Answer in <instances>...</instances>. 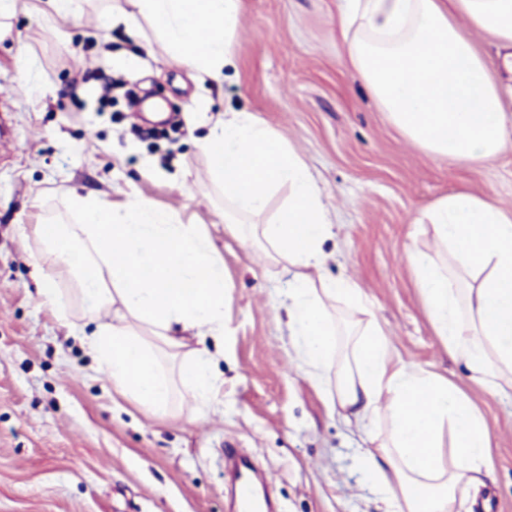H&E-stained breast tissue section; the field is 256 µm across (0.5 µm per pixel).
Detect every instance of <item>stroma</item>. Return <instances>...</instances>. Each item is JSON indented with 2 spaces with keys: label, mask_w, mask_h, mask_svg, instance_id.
Masks as SVG:
<instances>
[{
  "label": "stroma",
  "mask_w": 512,
  "mask_h": 512,
  "mask_svg": "<svg viewBox=\"0 0 512 512\" xmlns=\"http://www.w3.org/2000/svg\"><path fill=\"white\" fill-rule=\"evenodd\" d=\"M83 26L18 11L0 41V512H230L224 449L258 463L278 512H379L362 436L288 362L281 303L293 269L224 232V199L199 149L219 114L253 113L308 163L340 226L325 273L358 283L397 355L452 381L481 409L492 472L484 512H512V399L474 386L437 336L404 259L433 245L413 217L465 190L512 208V144L497 160L429 156L380 112L346 63L336 0H242L236 69L203 81L164 55L155 30L131 36L102 0H76ZM25 51L28 69L16 62ZM148 85L162 112L99 100L94 73ZM80 83L81 107L66 104ZM139 194L205 225L228 285L224 386L206 406L177 389L170 414L115 393L75 323L40 306L33 228L78 223L70 191Z\"/></svg>",
  "instance_id": "obj_1"
}]
</instances>
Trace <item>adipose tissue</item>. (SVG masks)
I'll return each mask as SVG.
<instances>
[{
    "mask_svg": "<svg viewBox=\"0 0 512 512\" xmlns=\"http://www.w3.org/2000/svg\"><path fill=\"white\" fill-rule=\"evenodd\" d=\"M347 60L389 121L436 158L488 161L512 140V108L487 59L458 25L497 38L512 73V0H337ZM241 0H113V20L149 23L177 64L212 80L235 68ZM224 194V224L272 264L294 267L288 290V360L330 390L346 423L375 438L382 407L391 431L362 462L382 512H455L491 466V436L470 398L447 379L396 358L361 288L322 277L323 244L335 235L331 206L297 150L250 112H228L200 144ZM288 200L258 223L275 192ZM77 224H38L34 276L41 304L69 319L58 286L68 280L95 328L82 342L114 390L145 411L171 410L175 386L209 404L224 385L206 339L222 340L224 257L203 225L131 196L116 205L71 194ZM417 223L431 225L435 252L409 245L435 331L470 380L512 395V208L457 192ZM345 302L353 317L340 315ZM199 345L187 349V337ZM187 350L177 368L162 350Z\"/></svg>",
    "mask_w": 512,
    "mask_h": 512,
    "instance_id": "1",
    "label": "adipose tissue"
}]
</instances>
